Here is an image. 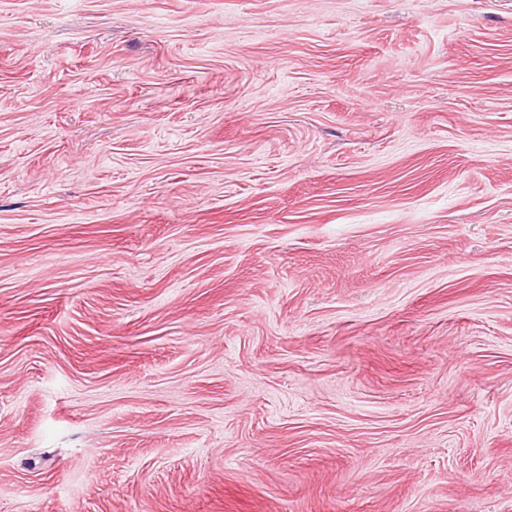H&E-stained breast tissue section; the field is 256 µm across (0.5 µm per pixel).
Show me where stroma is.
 <instances>
[{"mask_svg":"<svg viewBox=\"0 0 512 512\" xmlns=\"http://www.w3.org/2000/svg\"><path fill=\"white\" fill-rule=\"evenodd\" d=\"M0 512H512V0H0Z\"/></svg>","mask_w":512,"mask_h":512,"instance_id":"35a3bbf8","label":"stroma"}]
</instances>
